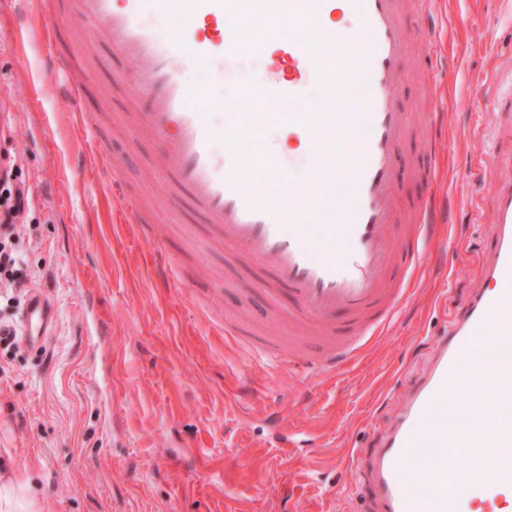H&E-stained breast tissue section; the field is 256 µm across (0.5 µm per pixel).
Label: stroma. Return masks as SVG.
I'll return each mask as SVG.
<instances>
[{
  "instance_id": "1",
  "label": "stroma",
  "mask_w": 512,
  "mask_h": 512,
  "mask_svg": "<svg viewBox=\"0 0 512 512\" xmlns=\"http://www.w3.org/2000/svg\"><path fill=\"white\" fill-rule=\"evenodd\" d=\"M434 10L436 42L414 34L412 63L443 55L448 67L436 71V91L415 74L404 87L415 120L399 145L401 211L389 233L406 237L429 167L446 220L389 329L313 384L316 337L301 339L306 359L291 360L283 343L251 361V343L285 332L293 300L283 289L270 301L258 286L267 270L190 205L168 206L158 148L128 124L136 93L113 83L125 63L104 30L72 74L92 90L90 145L44 75L34 0H0V157L15 159L31 195L15 248L28 294L47 297L54 314L42 342L0 347V475L27 481L38 512H376L368 462L434 339L485 284L495 236L487 205L499 165L512 159V114L489 106L512 95V76L496 69L512 56V0H436ZM273 62L255 51L224 73L193 72L216 126ZM264 139L295 159L296 183L308 179L310 150L297 134L274 124L242 133L240 147L253 155ZM101 152L116 178L102 176ZM131 195L154 214L148 235L117 220ZM159 243L180 262L182 287L154 278ZM227 324L239 338L219 336Z\"/></svg>"
}]
</instances>
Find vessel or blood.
Returning a JSON list of instances; mask_svg holds the SVG:
<instances>
[{"label": "vessel or blood", "instance_id": "b4317fda", "mask_svg": "<svg viewBox=\"0 0 512 512\" xmlns=\"http://www.w3.org/2000/svg\"><path fill=\"white\" fill-rule=\"evenodd\" d=\"M145 0H40L39 16L49 37L60 25L93 35L104 29L126 59L140 110L134 125L148 129L160 152L158 175L185 190L206 223L225 242L243 248L258 264L271 267L269 297L278 286L295 300L290 316L316 334L337 335L336 313L361 319L365 338L381 335L406 290L387 288V266L395 250L387 228L400 207L395 153L410 124L401 101L413 30L436 35L432 0H421L410 22L402 0H350L353 43L332 20L335 0H161L181 14V27L158 39L144 20ZM288 13L287 24L254 26L273 6ZM275 42L293 74L268 72L247 91L250 99L273 100L279 118L313 147L306 183L295 184L287 166L264 188L253 187V158L234 144L224 156L211 145L217 130L190 75L200 67L232 64L246 49ZM52 68L64 97L76 108L84 130L92 122L81 106L86 83L70 80L73 60L58 52ZM321 81L325 101L309 104L304 84ZM341 101L346 109L329 111ZM226 136L265 123L262 112L230 111ZM496 226L488 285L463 301L425 378L415 384L384 439L375 449L369 489L382 512H448L467 487L493 472V489L512 490V168L498 175L489 201ZM402 257L410 270L437 221L435 198L426 196ZM323 226L324 250L314 256L309 219ZM156 270L171 285L182 272L163 248L155 250ZM50 312L42 297L25 307L23 338L42 341ZM463 457L464 471L449 468Z\"/></svg>", "mask_w": 512, "mask_h": 512}]
</instances>
